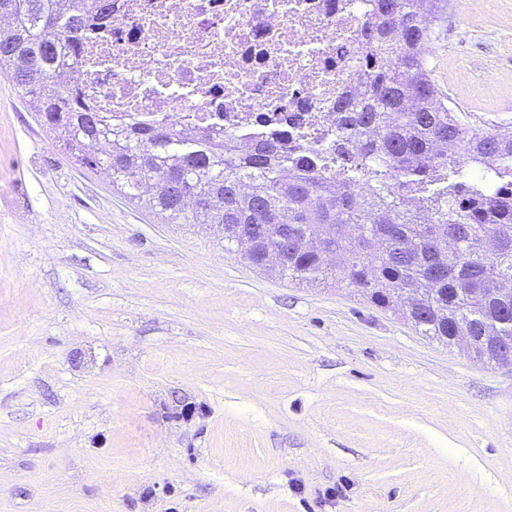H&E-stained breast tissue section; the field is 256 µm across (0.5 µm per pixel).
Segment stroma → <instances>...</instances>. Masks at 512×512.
I'll return each instance as SVG.
<instances>
[{
    "mask_svg": "<svg viewBox=\"0 0 512 512\" xmlns=\"http://www.w3.org/2000/svg\"><path fill=\"white\" fill-rule=\"evenodd\" d=\"M435 47L512 125V0H450ZM0 512H512V369L162 223L0 74Z\"/></svg>",
    "mask_w": 512,
    "mask_h": 512,
    "instance_id": "obj_1",
    "label": "stroma"
}]
</instances>
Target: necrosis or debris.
I'll use <instances>...</instances> for the list:
<instances>
[{
  "instance_id": "necrosis-or-debris-1",
  "label": "necrosis or debris",
  "mask_w": 512,
  "mask_h": 512,
  "mask_svg": "<svg viewBox=\"0 0 512 512\" xmlns=\"http://www.w3.org/2000/svg\"><path fill=\"white\" fill-rule=\"evenodd\" d=\"M372 0H112L74 86L113 122L136 118L265 139L336 142V104L363 70Z\"/></svg>"
}]
</instances>
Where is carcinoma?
I'll list each match as a JSON object with an SVG mask.
<instances>
[{"instance_id": "carcinoma-1", "label": "carcinoma", "mask_w": 512, "mask_h": 512, "mask_svg": "<svg viewBox=\"0 0 512 512\" xmlns=\"http://www.w3.org/2000/svg\"><path fill=\"white\" fill-rule=\"evenodd\" d=\"M104 0H0V72L30 97L55 144L168 224H224L256 235L249 260L299 282L339 275L391 307L406 288L426 305L407 320L444 345L461 331L512 341V128L476 130L448 105L418 43L437 38L448 0H374L362 26L363 95L336 105L344 191L273 142L122 125L74 92L65 57L104 16Z\"/></svg>"}]
</instances>
